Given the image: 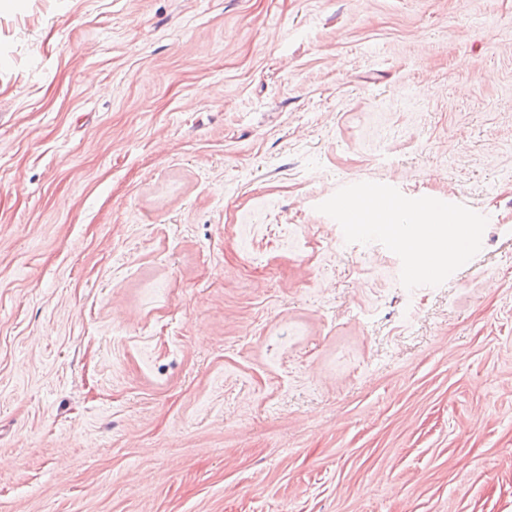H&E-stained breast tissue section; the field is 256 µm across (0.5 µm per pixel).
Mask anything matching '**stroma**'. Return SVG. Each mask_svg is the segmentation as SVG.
I'll return each instance as SVG.
<instances>
[{"label": "stroma", "instance_id": "35a3bbf8", "mask_svg": "<svg viewBox=\"0 0 512 512\" xmlns=\"http://www.w3.org/2000/svg\"><path fill=\"white\" fill-rule=\"evenodd\" d=\"M0 512H512V0H0Z\"/></svg>", "mask_w": 512, "mask_h": 512}]
</instances>
